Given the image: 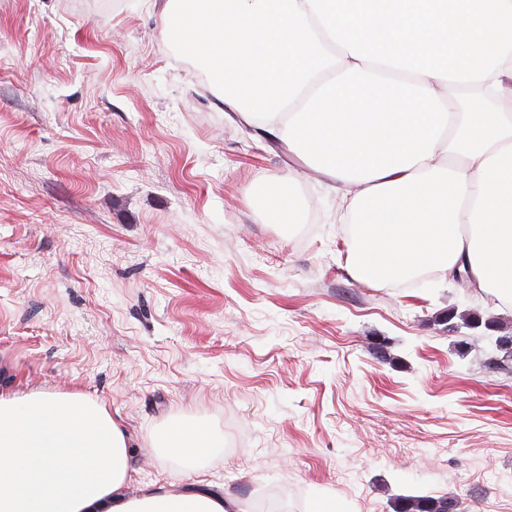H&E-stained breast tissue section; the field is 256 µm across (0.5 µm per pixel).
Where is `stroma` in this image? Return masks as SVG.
<instances>
[{"label": "stroma", "instance_id": "35a3bbf8", "mask_svg": "<svg viewBox=\"0 0 512 512\" xmlns=\"http://www.w3.org/2000/svg\"><path fill=\"white\" fill-rule=\"evenodd\" d=\"M167 0H0V391L79 390L133 438L129 495L259 512H512V307L349 272L334 182L271 148L167 32ZM291 180L301 225L261 189ZM224 446L154 453L168 417ZM457 502L447 497L405 496L396 505L395 512H455Z\"/></svg>", "mask_w": 512, "mask_h": 512}]
</instances>
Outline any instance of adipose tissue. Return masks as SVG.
<instances>
[{
  "label": "adipose tissue",
  "instance_id": "adipose-tissue-1",
  "mask_svg": "<svg viewBox=\"0 0 512 512\" xmlns=\"http://www.w3.org/2000/svg\"><path fill=\"white\" fill-rule=\"evenodd\" d=\"M168 28L344 185L356 280L459 271L512 306V0H168ZM130 442L82 392L0 393V512H241L201 487L130 497ZM151 445L196 470L224 437L173 415Z\"/></svg>",
  "mask_w": 512,
  "mask_h": 512
}]
</instances>
